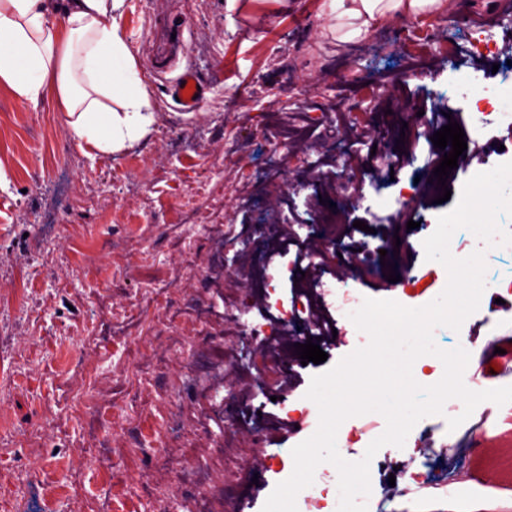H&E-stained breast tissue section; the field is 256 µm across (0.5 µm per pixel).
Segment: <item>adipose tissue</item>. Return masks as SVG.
Instances as JSON below:
<instances>
[{
  "mask_svg": "<svg viewBox=\"0 0 512 512\" xmlns=\"http://www.w3.org/2000/svg\"><path fill=\"white\" fill-rule=\"evenodd\" d=\"M125 0H0V87L36 104L57 98L72 138L109 155L133 147L153 115L120 34ZM442 0H329L346 39Z\"/></svg>",
  "mask_w": 512,
  "mask_h": 512,
  "instance_id": "obj_1",
  "label": "adipose tissue"
}]
</instances>
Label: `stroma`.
<instances>
[{
  "label": "stroma",
  "mask_w": 512,
  "mask_h": 512,
  "mask_svg": "<svg viewBox=\"0 0 512 512\" xmlns=\"http://www.w3.org/2000/svg\"><path fill=\"white\" fill-rule=\"evenodd\" d=\"M469 2L392 16L344 42L325 0H125L120 32L154 122L112 155L79 146L56 99L34 106L0 90V512H226V460L247 448L264 465L242 469L236 504L262 512L292 448L318 427L306 381L355 345L339 282L324 275L341 337L272 408L295 431L242 417V392L260 403L270 390L253 360L298 364L296 329L309 315L296 252L277 268L266 252L291 228L318 237L339 269L353 251L339 227L365 222L366 244L386 256L348 279L356 301L423 306L448 280L423 240L472 172L512 161L502 149L512 132L476 134L470 108L467 148L446 183L428 148L390 170L371 154L378 140L392 150L431 134L421 110L458 107L459 72L484 88L512 78V38L487 42L456 24ZM164 26L179 29L181 47L163 43ZM188 68L203 88L190 112L170 93ZM398 71L408 79L391 84ZM344 175L363 179V194L339 192ZM145 264L165 282L143 283ZM495 298L483 293L449 348L479 355L493 322L512 316V302ZM438 421L423 418L420 445L430 457L452 452L474 505L485 502L484 478L512 483V422L481 442ZM199 467L208 488L196 484Z\"/></svg>",
  "instance_id": "35a3bbf8"
}]
</instances>
